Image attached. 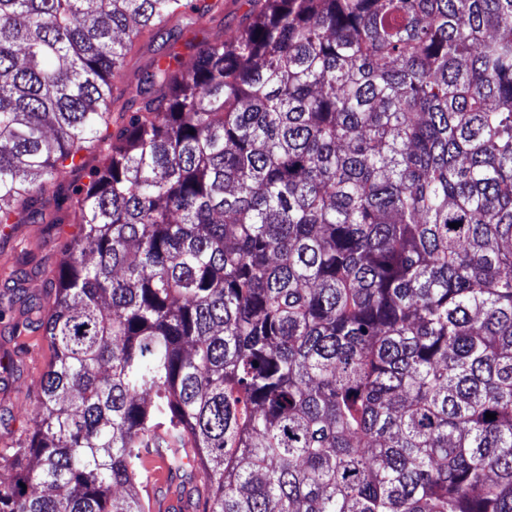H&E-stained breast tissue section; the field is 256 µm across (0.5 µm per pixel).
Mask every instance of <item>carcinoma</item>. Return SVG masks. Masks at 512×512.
Listing matches in <instances>:
<instances>
[{
	"label": "carcinoma",
	"mask_w": 512,
	"mask_h": 512,
	"mask_svg": "<svg viewBox=\"0 0 512 512\" xmlns=\"http://www.w3.org/2000/svg\"><path fill=\"white\" fill-rule=\"evenodd\" d=\"M250 2L115 114L185 0H0V230L122 125L0 512H512V0ZM223 8L214 10L203 25L184 23L172 32L165 31L160 36L155 32L144 31L138 37L128 52L120 77L116 78L112 86V110L118 112L122 107L131 106L130 91L141 85L146 87L143 80L147 73L157 64L169 60V56L176 54L182 58L184 66H190L196 58L198 48L203 42L214 41L217 38L230 40L242 30L246 24V15L251 9L248 0H222ZM149 472L145 475L144 484L147 487L150 510L152 512H170L174 507L178 506V495L172 488L164 497H158L157 488L160 484L162 475L166 473V468L161 470H154L152 466L148 465Z\"/></svg>",
	"instance_id": "1"
}]
</instances>
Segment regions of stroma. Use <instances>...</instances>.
Here are the masks:
<instances>
[{"label":"stroma","mask_w":512,"mask_h":512,"mask_svg":"<svg viewBox=\"0 0 512 512\" xmlns=\"http://www.w3.org/2000/svg\"><path fill=\"white\" fill-rule=\"evenodd\" d=\"M250 9L249 0H223L222 9L213 11L204 24L185 23L159 35L144 32L135 40L119 78L113 82L114 109L130 106L132 91L142 85L156 65L168 61L170 55L180 56L188 66L203 42L234 38L245 25ZM105 161L102 152L88 154L82 169L62 176L44 192V218L15 225L8 236L0 238V309L7 312L0 319V356L14 353L20 360L17 370L0 377V448H14L27 442L39 377L52 358L42 329L13 336L12 327L23 316L19 309L11 307L9 290L17 286L39 299L50 292L47 273L63 263L62 242L75 231L69 200L82 191L92 171Z\"/></svg>","instance_id":"obj_1"}]
</instances>
